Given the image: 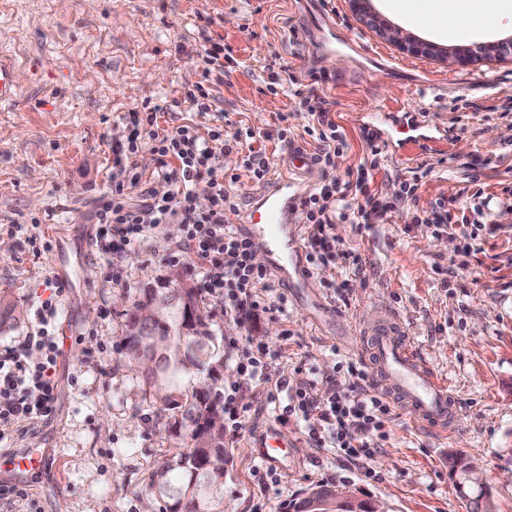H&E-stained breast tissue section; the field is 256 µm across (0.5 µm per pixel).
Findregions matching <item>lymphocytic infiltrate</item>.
<instances>
[{"mask_svg":"<svg viewBox=\"0 0 512 512\" xmlns=\"http://www.w3.org/2000/svg\"><path fill=\"white\" fill-rule=\"evenodd\" d=\"M203 61L200 79L187 93L196 112H211L215 97L212 76L224 70V47L204 38L200 50ZM303 105L324 128L318 159L332 167L346 146L345 137L330 121L319 97L307 95ZM160 105L144 103L131 113L132 128L124 140L112 144V196L97 205L95 243L98 250L119 264L127 246L135 239L151 234L158 226L178 221L185 227V244L192 266L201 277L207 293L219 299L224 312L236 321L273 318L286 310L285 295L274 300L259 296L269 287L265 267L254 262L255 251L249 242L227 224L225 214L236 212L238 204L224 185V158L233 147L220 127L199 132L196 127L179 125L160 129L157 116ZM149 139L158 157L157 176L168 182L171 192L160 198L132 203L129 192L139 179L132 174L129 160L142 139ZM208 188L207 205H199L194 188ZM363 202L353 205L352 194ZM357 210L360 217L391 211L390 203L380 201L369 189L365 174L355 181L334 180L330 187L302 199L300 215L308 227L306 261L311 270L327 269L349 254L337 250L331 233L337 210ZM50 295L33 311L34 325L22 349H6L0 354V442L30 429L33 420H49L55 411L57 384L54 373L60 355L56 333L58 299L64 292L59 281L49 284ZM322 397L310 395L306 388L296 389L284 408L286 417L303 422L317 445L340 449L353 457H371L387 437L385 421L390 406L372 387L361 363L341 361L334 366ZM346 373L350 383L342 385L338 373Z\"/></svg>","mask_w":512,"mask_h":512,"instance_id":"1","label":"lymphocytic infiltrate"}]
</instances>
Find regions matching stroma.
Segmentation results:
<instances>
[{
    "instance_id": "35a3bbf8",
    "label": "stroma",
    "mask_w": 512,
    "mask_h": 512,
    "mask_svg": "<svg viewBox=\"0 0 512 512\" xmlns=\"http://www.w3.org/2000/svg\"><path fill=\"white\" fill-rule=\"evenodd\" d=\"M372 9L413 37L470 46L505 38L468 24L428 28L372 0ZM232 50L214 85L210 116L197 118L186 92L200 79L199 33ZM0 53L16 64L22 103L0 109V302L16 319L0 332V350L19 345L33 318L31 303L47 298L49 253L34 255L32 239L59 227L55 245L84 264L73 278L71 304H60L59 331L69 336L55 380L51 420L15 436L13 450L42 448L48 463L31 491L44 512H142L151 475L175 444L169 417L144 399L139 378L118 345L126 314L148 288L189 268L183 233L160 225L127 248L120 274L94 242L93 213L112 195V140L126 137L129 114L144 101L164 106L160 128L220 125L225 138L254 132L270 177L288 172L285 141L318 150L309 112L294 90H314L348 147L332 168L317 164L300 178L308 194L367 161L371 114L384 138L368 178L388 216L356 226L333 225L336 247L358 255L355 265L323 271L305 293L286 288L285 314L245 331L214 298L206 303L225 338L224 369L237 372L250 340L274 355L267 382L224 383L237 392L236 432L225 433L233 460L224 479V512H285L311 487L330 484L359 499L383 501L389 512H468L449 476L448 452L480 468L496 512H512V59L467 67L398 51L360 22L349 0H0ZM288 69L290 94L267 88L268 74ZM424 139L400 156L394 144ZM417 183V197L394 191ZM447 210L451 226L435 233L427 216ZM339 289L327 288V279ZM386 304L399 313L427 361L448 380L460 403L447 435L417 427L400 408L374 455L352 462L319 448L283 404L268 393L277 381L296 384L297 367H314L310 385L322 394L339 359L360 360L363 309ZM277 428L294 454L276 465V480L253 444ZM373 478H365L364 469Z\"/></svg>"
}]
</instances>
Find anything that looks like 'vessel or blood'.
Wrapping results in <instances>:
<instances>
[{"mask_svg": "<svg viewBox=\"0 0 512 512\" xmlns=\"http://www.w3.org/2000/svg\"><path fill=\"white\" fill-rule=\"evenodd\" d=\"M19 100L15 64L0 54V107L18 105ZM289 184L286 177L274 182L254 205V218L238 227L254 250L265 253L268 269L286 283L306 273L301 227L295 222L297 204L288 195ZM359 324L364 336L361 352L373 366L376 391L409 414L415 424L436 435L447 434L457 403L447 379L421 357L399 315L378 304ZM255 448L259 458L267 459L285 454L287 444L272 428ZM7 461L18 474L35 480L45 468L46 456L40 449L27 448L12 453Z\"/></svg>", "mask_w": 512, "mask_h": 512, "instance_id": "1", "label": "vessel or blood"}]
</instances>
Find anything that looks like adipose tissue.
I'll return each instance as SVG.
<instances>
[{"instance_id": "obj_1", "label": "adipose tissue", "mask_w": 512, "mask_h": 512, "mask_svg": "<svg viewBox=\"0 0 512 512\" xmlns=\"http://www.w3.org/2000/svg\"><path fill=\"white\" fill-rule=\"evenodd\" d=\"M397 7L421 24L452 26L464 18L479 33L512 27V0H397Z\"/></svg>"}]
</instances>
